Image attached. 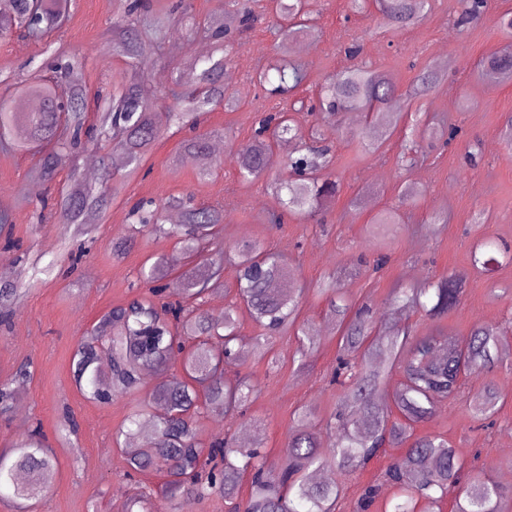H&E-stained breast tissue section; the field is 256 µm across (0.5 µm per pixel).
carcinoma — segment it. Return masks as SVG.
Wrapping results in <instances>:
<instances>
[{"label": "carcinoma", "instance_id": "cac0c4a2", "mask_svg": "<svg viewBox=\"0 0 512 512\" xmlns=\"http://www.w3.org/2000/svg\"><path fill=\"white\" fill-rule=\"evenodd\" d=\"M249 0L228 12V22L204 18L198 33L209 38L212 52L204 57L187 53L181 63L189 75L186 83L166 75L148 90L140 84L134 69L147 59H157L161 43L172 34L173 11L153 0H125L123 10L113 15L112 41L128 65L127 76L96 89L88 88L86 60L58 47L47 46L49 35L63 28L70 14L71 0H13L15 24L0 20V39L17 26L30 41L51 52L56 74L36 69L27 75L0 73V127L13 136L0 142V151L14 154L33 144L52 149L34 158L33 173L46 183L54 182L65 156L100 148L107 142L125 156L123 172H110L102 159L103 181L92 187L71 175L59 196H43L37 201V219L48 216L73 230L89 235L103 223L112 199L142 168L146 156L173 122L179 127L197 128L200 116L217 106H233L234 99L224 84V67L231 26L252 27L255 17ZM274 29L282 36L273 55L264 59L252 75L265 97L276 101L273 114L255 116L252 137L237 153L235 162L240 181L250 183L273 165V144L282 139H298V156L280 163L282 174L273 184L283 210L297 217H313L335 198L332 179L335 157L327 147L311 145L295 125L291 112L305 108L297 93L308 80V65L293 53L290 43L299 33L313 28L304 11V0H270ZM487 0H465L458 24L479 17ZM384 26H409L431 10V0H381L377 3ZM483 75L491 80L512 78V55L493 53L483 62ZM443 75L422 68L413 88L396 92L385 75L359 65L343 67L332 75L327 86L325 125L339 130V113L347 109L373 111L379 102L392 114L377 113L376 143L372 151L389 142L397 132L404 112L419 95L441 89ZM40 99L37 112H18L12 91ZM165 111H156L158 104ZM420 138L443 140L458 137L453 123L441 129L417 128ZM184 147L200 157L202 176L213 174L207 134L184 142ZM177 208L183 223L165 224L164 212ZM136 233L174 238L185 258L195 262L193 270L171 278V266L164 257L141 268L147 292L118 307L82 336L76 351V373L84 394L100 404L112 401V394L139 384L140 373H156L158 382L148 399L127 415L118 436L134 435L144 429L154 440L140 447L124 449L127 466L134 471L156 470L166 480L161 489L148 485L129 499L125 512H176L179 501L203 500L219 496L229 502L231 512H335L342 490L336 481L319 482L314 472L325 468L354 471L370 461L388 444L410 442L405 453L385 471L384 482L363 490L359 508L369 506L387 487L396 488L391 512H416L420 501L434 504L459 483L465 461L456 449L438 436L411 439V425L429 415L436 403L462 392L465 377L491 369L497 359L501 332L489 324L476 326L471 336L458 339L448 328L437 325L415 336L398 329L376 325L371 306L363 303L349 317L351 305L335 278L317 286L330 312L339 318L336 371L330 383L343 388L336 413L326 426L337 431L332 453L321 448L310 409L297 416L291 426L284 455L277 463L268 460L262 442L239 441L225 434L204 443L198 438L195 417L204 412L241 414L245 403L257 393L249 378L224 379L228 365H243L249 357L266 350L267 337L260 334L250 343L240 332L237 310L224 309L212 317L203 309L206 298L222 287L224 258V203L197 205L193 197L154 198L135 203L130 210ZM508 253L493 241L475 247L473 267L489 269L498 263L492 251ZM236 288L252 318L262 330L292 332L298 346L293 361L304 365L319 344L313 330L299 323L304 290L283 294L280 279L288 272L281 256L258 241L236 245ZM466 275L448 271L410 288H394L389 304L413 308L428 317H438L458 308ZM182 294V301H161L163 290ZM21 289L9 284L0 287V324L7 321L18 304ZM184 352L182 374L171 371L173 351ZM108 370L103 375L102 370ZM401 382L387 392L385 380L393 371ZM388 393L398 413L375 403ZM501 394L486 387L470 396L473 414L487 419L496 413ZM56 459L40 438L29 435L16 447L0 454V496L10 498L22 512L45 495L56 469ZM250 483L247 499L238 497L243 479ZM512 488L470 477L456 496L454 512H509Z\"/></svg>", "mask_w": 512, "mask_h": 512}]
</instances>
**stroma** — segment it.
Here are the masks:
<instances>
[{
  "label": "stroma",
  "instance_id": "stroma-1",
  "mask_svg": "<svg viewBox=\"0 0 512 512\" xmlns=\"http://www.w3.org/2000/svg\"><path fill=\"white\" fill-rule=\"evenodd\" d=\"M124 0H76L70 20L53 33L52 45L67 44L87 61L90 87L120 79L125 64L117 55L101 58L97 49L110 44L107 32ZM268 0H253L258 17L254 28L235 35L225 70L233 109L205 113L202 128L211 143L224 146L214 155V174L199 178L197 166L187 164L189 154L180 136L162 138L147 156L139 176L128 182L111 203L106 221L78 263H71L64 244V229L54 219L36 220L35 201L46 193L44 183L30 178V158L0 154V190L6 200L1 208L13 216L11 238L0 239V256L10 265L0 276L14 280L23 257L55 263L53 272L25 278L23 304L8 324L0 325V381L23 365L30 378L14 386L16 411L0 418V451L11 448L32 430H40L46 446L58 457L59 467L35 512H122L135 491L136 481L158 484L156 473L133 478L115 434L128 412L155 386V375H142L138 387L101 405L83 396L77 387L72 358L78 339L114 307L143 292L138 272L152 257L177 258L176 272L187 265L179 261L174 240L140 239L123 259L112 256L114 245L131 234L129 207L141 198L194 195L197 202L223 200L224 247L258 239L283 254L289 265L287 284L312 288L336 276L353 303L370 301L373 315L384 326L408 328L412 334L428 332L432 320L422 313L394 312L387 302L392 288L412 285L452 269L468 271L459 310L442 323L461 338L476 324L491 323L502 329V345L512 348V259L501 258L490 270H473L471 256L477 241L492 239L512 247V138L505 124L512 117V80L490 82L480 77L477 64L490 53L512 49V33L503 31L498 18L512 12V0H488L480 19L457 26L460 0H434L425 19L400 29L379 27L374 0L363 12L351 10L350 0H307L306 9L316 24L318 38L298 36L292 43L298 58L309 65L306 94L317 97L326 79L348 65L346 47L358 44V62L385 72L398 92H405L422 67L433 64L437 53H447L441 90L421 101L428 119H452L460 129L451 144L418 142L408 160H401V137H394L381 152L371 153L374 134L365 116L341 113L343 137L327 133L336 157L334 173L341 184L335 204L309 221L287 219L280 227L264 221L278 211L280 201L266 184L275 169L250 184L238 179L235 156L253 134L254 116L268 108L251 75L274 49L278 36L266 12ZM48 60L41 46L16 35L0 42V70L43 66ZM417 191L415 206L399 203L398 189ZM358 199L350 209V199ZM396 209L398 225L385 228L387 263L369 275L358 258L373 259L375 247L366 223L376 212ZM300 318L319 331L321 345L305 368H297L292 354L294 337L277 334L273 352L277 366L253 358L246 365L226 369L228 377L250 375L259 392L245 415L227 418L218 413L201 416L202 439L231 432L262 433L270 460L285 450L295 411L309 407L318 420L335 412L341 391L330 385L336 367V319L323 298L308 293ZM503 393L493 427L481 425L470 413L468 394L485 386ZM414 436L439 435L481 476L501 481L512 472V351L498 356L497 366L467 379V391L452 402H439L424 421L414 424ZM405 451L404 446L384 448L379 457L355 473L333 472L344 484L343 512H354L362 486L381 481L387 466Z\"/></svg>",
  "mask_w": 512,
  "mask_h": 512
}]
</instances>
